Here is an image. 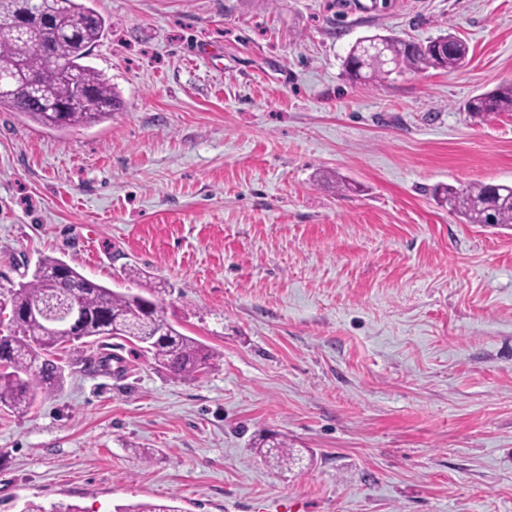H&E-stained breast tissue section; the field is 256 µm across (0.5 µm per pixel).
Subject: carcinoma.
<instances>
[{"label":"carcinoma","instance_id":"carcinoma-1","mask_svg":"<svg viewBox=\"0 0 512 512\" xmlns=\"http://www.w3.org/2000/svg\"><path fill=\"white\" fill-rule=\"evenodd\" d=\"M52 24L28 26V36L0 29V108L22 112L38 123L57 130L89 127L120 106L118 93L96 68L84 63L90 49L104 35L106 20L87 5V0H8L0 4V15L41 12ZM466 43L443 39L408 43L385 39L380 54L362 58L350 49L345 66L355 80L368 77L381 82L392 73L423 71L428 68L457 70L468 58ZM21 62L34 72L36 85L22 91L10 79L9 65ZM90 92L86 107L61 109L65 84ZM476 116L512 111V82L475 96L466 104ZM438 194L466 224H512V186L473 183L464 188L448 186ZM62 260L42 257L32 280L9 290L8 334H0V407L27 412L63 382L61 354L66 344L91 337H124L143 345L155 363L172 378L198 376L213 365L215 355L195 339L180 333L164 318L159 295L164 289L139 284V292H115L68 267L65 276L56 272ZM51 298H75L82 311L79 325L51 324L43 313L30 307L44 305ZM257 450L264 461L291 470L300 460L288 441L263 438ZM115 512H181L172 504L144 502L119 506Z\"/></svg>","mask_w":512,"mask_h":512}]
</instances>
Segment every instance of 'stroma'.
<instances>
[{"instance_id": "obj_1", "label": "stroma", "mask_w": 512, "mask_h": 512, "mask_svg": "<svg viewBox=\"0 0 512 512\" xmlns=\"http://www.w3.org/2000/svg\"><path fill=\"white\" fill-rule=\"evenodd\" d=\"M88 4L123 105L64 135L0 111V301L45 255L135 269L216 361L72 343L58 391L0 410V512H512V226L433 195L512 184V112L464 110L512 80V0ZM448 33L463 69L346 74L360 38ZM264 461L278 469L291 471V466H295L301 459L298 454H294L293 448H288L286 439L262 438L255 447Z\"/></svg>"}]
</instances>
